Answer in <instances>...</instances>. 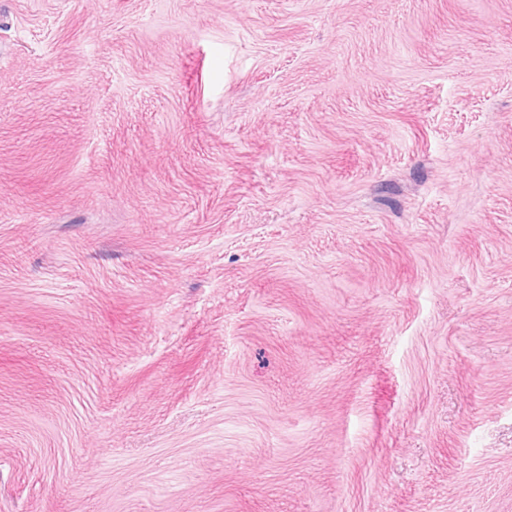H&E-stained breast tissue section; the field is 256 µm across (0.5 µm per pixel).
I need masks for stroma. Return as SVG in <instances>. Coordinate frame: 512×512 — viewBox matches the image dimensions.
Wrapping results in <instances>:
<instances>
[{"instance_id":"35a3bbf8","label":"stroma","mask_w":512,"mask_h":512,"mask_svg":"<svg viewBox=\"0 0 512 512\" xmlns=\"http://www.w3.org/2000/svg\"><path fill=\"white\" fill-rule=\"evenodd\" d=\"M0 512H512V0H0Z\"/></svg>"}]
</instances>
